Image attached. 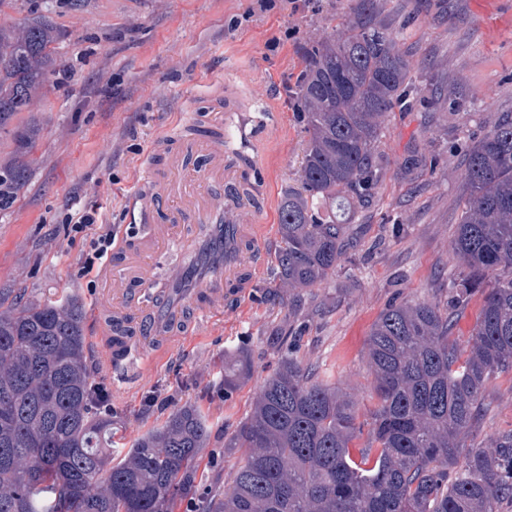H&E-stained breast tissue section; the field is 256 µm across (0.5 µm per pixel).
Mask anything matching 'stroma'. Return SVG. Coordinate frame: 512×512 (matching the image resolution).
<instances>
[{
  "label": "stroma",
  "instance_id": "stroma-1",
  "mask_svg": "<svg viewBox=\"0 0 512 512\" xmlns=\"http://www.w3.org/2000/svg\"><path fill=\"white\" fill-rule=\"evenodd\" d=\"M358 0H15L0 12L8 27L28 13L56 22L63 65L50 73L33 111L0 133V161H23L29 179L0 210V288L28 300L77 297L87 310L108 305L98 272H85V234L71 232V209L102 214L116 239L142 232L132 192L156 160L165 131L204 112L210 96L230 92L253 118V135L231 150L259 145L269 167L249 173L267 204L238 208L241 224H264L267 274L227 294L224 317L202 320L188 349L149 367L139 383L110 376L105 336L87 325L88 366L112 402V431L123 444L192 404L210 423L206 476L178 512H198L211 485L229 481L236 455L224 444L253 405L263 380L289 355L317 368L357 403L370 438L376 399L367 359L371 328L386 309L449 301L460 268L452 252L466 188L469 146L512 113V0H380L378 21L403 32L415 89L381 123L379 178L372 197L347 217L348 245L335 275L303 290L276 288L270 273L280 247L279 207L297 186L308 136L298 113L303 51L342 35ZM421 161L414 172L404 162ZM246 352L252 373L232 395L224 358ZM484 412L463 441L490 447L512 428V374L486 386Z\"/></svg>",
  "mask_w": 512,
  "mask_h": 512
}]
</instances>
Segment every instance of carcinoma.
I'll return each mask as SVG.
<instances>
[{
	"label": "carcinoma",
	"instance_id": "carcinoma-1",
	"mask_svg": "<svg viewBox=\"0 0 512 512\" xmlns=\"http://www.w3.org/2000/svg\"><path fill=\"white\" fill-rule=\"evenodd\" d=\"M376 0L346 34L304 50L297 98L309 135L299 185L279 208L277 276L313 288L336 272L353 201L377 182L380 119L410 85L398 36L373 19ZM47 15L0 26V128L28 112L61 60ZM27 171L0 166V206ZM467 197L453 254L462 267L455 308L489 272L471 338H452L439 302L387 309L372 327L368 362L377 406L371 438L354 401L315 369L283 359L251 412L224 444L240 454L230 485L203 512H499L512 503V429L488 448H468L494 376L512 372V116L468 154ZM85 309L60 301H7L0 293V512H176L194 487L209 425L185 405L134 440L112 463V416L87 366ZM249 371L243 354L224 362V395Z\"/></svg>",
	"mask_w": 512,
	"mask_h": 512
}]
</instances>
